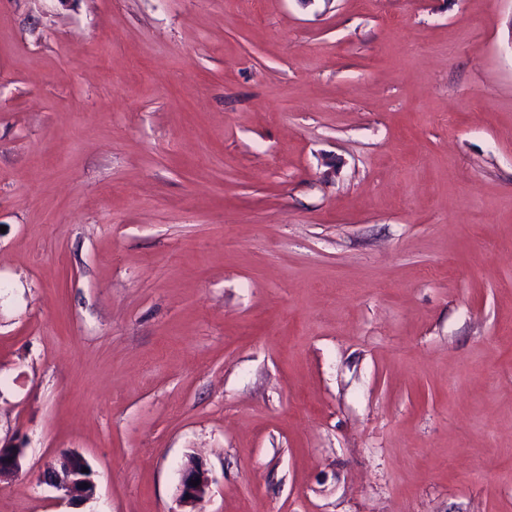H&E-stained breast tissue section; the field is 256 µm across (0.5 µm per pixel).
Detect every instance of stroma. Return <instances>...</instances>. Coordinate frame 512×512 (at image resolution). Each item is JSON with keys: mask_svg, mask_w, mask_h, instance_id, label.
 <instances>
[{"mask_svg": "<svg viewBox=\"0 0 512 512\" xmlns=\"http://www.w3.org/2000/svg\"><path fill=\"white\" fill-rule=\"evenodd\" d=\"M13 438L0 512H512V0H0ZM26 444L14 441L2 444L0 439V480L4 476L20 472L25 458ZM88 469L89 473L82 472ZM87 461L78 453L63 452L59 458V467H48L42 475V481L55 489L60 497L69 504L78 505L94 498L96 484ZM200 479L197 486H192V481ZM210 480L208 470L199 461L188 464L181 476L179 485V499L184 504L195 505L202 501L209 489Z\"/></svg>", "mask_w": 512, "mask_h": 512, "instance_id": "35a3bbf8", "label": "stroma"}]
</instances>
